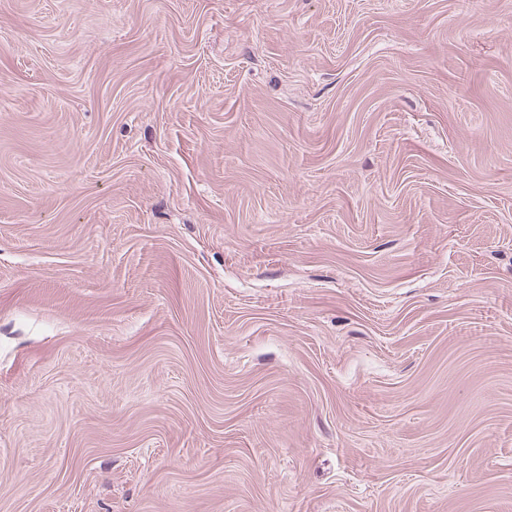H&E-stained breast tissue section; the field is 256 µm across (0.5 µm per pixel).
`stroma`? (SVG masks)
I'll return each instance as SVG.
<instances>
[{
  "mask_svg": "<svg viewBox=\"0 0 512 512\" xmlns=\"http://www.w3.org/2000/svg\"><path fill=\"white\" fill-rule=\"evenodd\" d=\"M0 512H512V0H0Z\"/></svg>",
  "mask_w": 512,
  "mask_h": 512,
  "instance_id": "1",
  "label": "stroma"
}]
</instances>
